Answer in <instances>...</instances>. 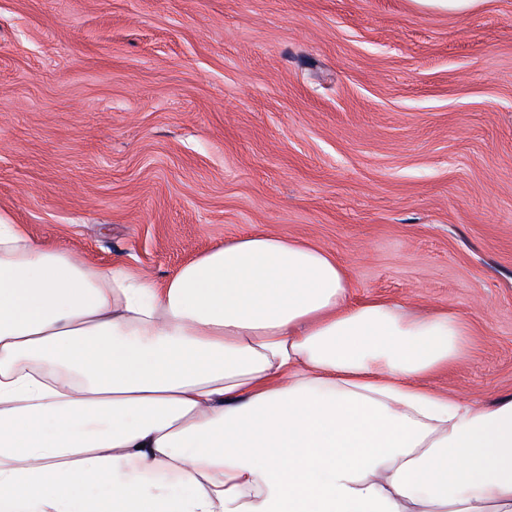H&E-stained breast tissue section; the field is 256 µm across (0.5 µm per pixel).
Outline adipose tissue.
<instances>
[{
  "instance_id": "adipose-tissue-1",
  "label": "adipose tissue",
  "mask_w": 512,
  "mask_h": 512,
  "mask_svg": "<svg viewBox=\"0 0 512 512\" xmlns=\"http://www.w3.org/2000/svg\"><path fill=\"white\" fill-rule=\"evenodd\" d=\"M471 346L295 238L158 282L0 219V512H512V396L430 384Z\"/></svg>"
}]
</instances>
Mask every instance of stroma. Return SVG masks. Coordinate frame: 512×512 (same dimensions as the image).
<instances>
[{
  "instance_id": "1",
  "label": "stroma",
  "mask_w": 512,
  "mask_h": 512,
  "mask_svg": "<svg viewBox=\"0 0 512 512\" xmlns=\"http://www.w3.org/2000/svg\"><path fill=\"white\" fill-rule=\"evenodd\" d=\"M0 217L163 280L267 231L445 308L512 395V0H0Z\"/></svg>"
}]
</instances>
